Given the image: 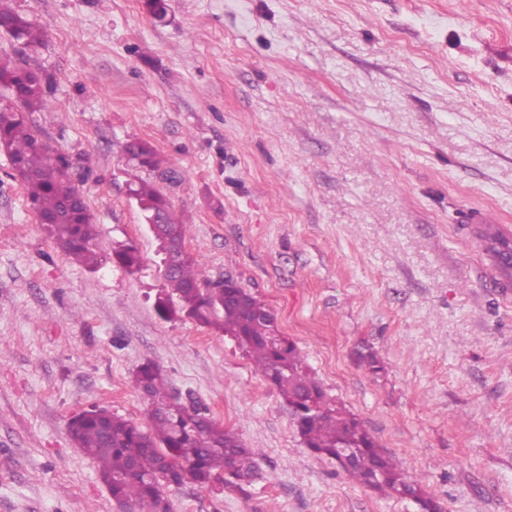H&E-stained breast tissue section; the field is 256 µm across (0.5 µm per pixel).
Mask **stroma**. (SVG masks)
Masks as SVG:
<instances>
[{
    "instance_id": "35a3bbf8",
    "label": "stroma",
    "mask_w": 512,
    "mask_h": 512,
    "mask_svg": "<svg viewBox=\"0 0 512 512\" xmlns=\"http://www.w3.org/2000/svg\"><path fill=\"white\" fill-rule=\"evenodd\" d=\"M13 4L46 33L35 51L0 34V57L53 80L32 125L89 156L102 247L141 266L68 262L0 153V512H118L67 423L97 404L147 425L148 361L258 454L246 492L170 487L171 512H418L308 451L235 341L157 315L132 139L178 172L152 181L209 278L275 314L442 512H512V280L472 233H512V0Z\"/></svg>"
}]
</instances>
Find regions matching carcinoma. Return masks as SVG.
Returning a JSON list of instances; mask_svg holds the SVG:
<instances>
[{"instance_id":"1","label":"carcinoma","mask_w":512,"mask_h":512,"mask_svg":"<svg viewBox=\"0 0 512 512\" xmlns=\"http://www.w3.org/2000/svg\"><path fill=\"white\" fill-rule=\"evenodd\" d=\"M4 34L35 50L45 41V31L6 3L0 2V28ZM52 78L41 70L0 59V152L9 160L13 177L38 217H52L44 224L55 248L89 270L104 262L129 274L141 265L138 248L120 245L112 252L102 249L95 217L78 184L92 171L79 169L64 155L53 153L30 125L27 114L51 108ZM127 163L136 169L159 167L154 148L134 139L124 146ZM128 195L143 220L160 218V236L176 233L186 240L187 225L176 216L169 199L153 182L140 178L128 184ZM477 236L493 265L512 278V239L491 224ZM168 304L192 311L199 325L231 337L251 357L254 370L271 383L284 399L302 444L310 452L336 460L354 481L381 492L412 496L421 512H440V506L403 471L399 461L384 454L375 439L353 414L333 403L312 375L294 342L283 336L275 315L256 298L242 302L247 289L224 287V280L207 278L193 257L174 266L164 265ZM134 386L148 401L149 426L141 428L92 405L68 421V432L84 454L98 465L101 481L115 501L131 512H170L164 487L208 488L216 479L222 487L240 493L258 477L256 452L230 429L210 417L207 407L192 397L174 392L163 371L147 362L137 367ZM355 448L353 462L345 463L339 451ZM135 472H130L131 467Z\"/></svg>"}]
</instances>
